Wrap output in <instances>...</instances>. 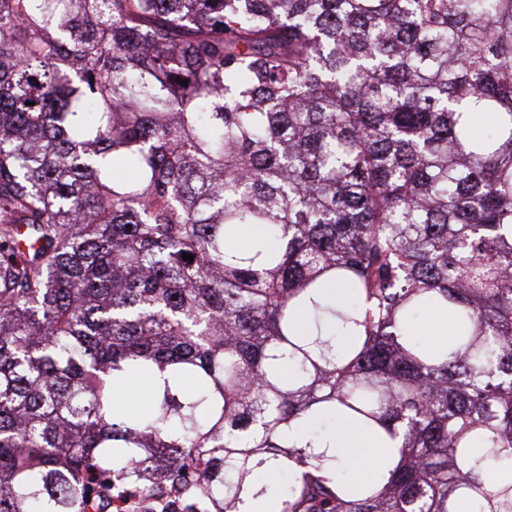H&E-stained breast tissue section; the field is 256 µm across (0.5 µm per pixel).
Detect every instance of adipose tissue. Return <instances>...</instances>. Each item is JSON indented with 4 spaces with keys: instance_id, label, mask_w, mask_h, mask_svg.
Here are the masks:
<instances>
[{
    "instance_id": "adipose-tissue-1",
    "label": "adipose tissue",
    "mask_w": 512,
    "mask_h": 512,
    "mask_svg": "<svg viewBox=\"0 0 512 512\" xmlns=\"http://www.w3.org/2000/svg\"><path fill=\"white\" fill-rule=\"evenodd\" d=\"M287 435L289 442L329 450L338 460L351 464L352 480L359 485H377L382 466L397 463L400 459L399 440L379 443L354 423L325 427L316 417L304 424L288 427Z\"/></svg>"
}]
</instances>
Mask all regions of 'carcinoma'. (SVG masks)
Masks as SVG:
<instances>
[{
  "instance_id": "obj_1",
  "label": "carcinoma",
  "mask_w": 512,
  "mask_h": 512,
  "mask_svg": "<svg viewBox=\"0 0 512 512\" xmlns=\"http://www.w3.org/2000/svg\"><path fill=\"white\" fill-rule=\"evenodd\" d=\"M504 457L512 0H0V512H512ZM430 318L423 326L422 336H417L420 340L428 337L429 344L449 339L457 335L456 323L448 317L446 313L438 309H431ZM321 420L319 415L304 424L288 427V441L298 446L310 443L312 448L319 451L328 449L333 452L337 460L355 463L352 482L364 486L377 485L381 467L385 463L396 464L399 461L398 438L388 439L381 444L355 423L337 427L331 425L320 430Z\"/></svg>"
}]
</instances>
